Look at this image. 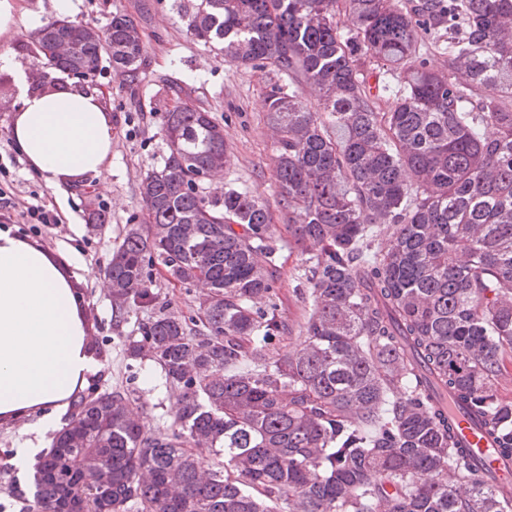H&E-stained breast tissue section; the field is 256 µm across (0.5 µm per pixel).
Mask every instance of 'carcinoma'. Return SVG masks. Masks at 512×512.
Masks as SVG:
<instances>
[{
  "label": "carcinoma",
  "mask_w": 512,
  "mask_h": 512,
  "mask_svg": "<svg viewBox=\"0 0 512 512\" xmlns=\"http://www.w3.org/2000/svg\"><path fill=\"white\" fill-rule=\"evenodd\" d=\"M176 8L198 42L278 77L266 107L279 203L294 242L316 250L304 340L274 350L289 328L271 302L267 204L199 191V174L228 161L224 128L193 107L165 113L169 153L142 183L144 223L105 274L119 313L155 305L156 266L203 290L198 318L162 306L126 345L178 391L170 430L146 427L125 391L83 397L10 496L23 512H512L440 400L452 392L512 455V403L496 387L512 354V0ZM423 33L448 72L420 55ZM32 53L83 77L105 55L121 76L145 63L120 13L103 30L54 21ZM364 57L387 79L370 86ZM203 450L224 455L205 478Z\"/></svg>",
  "instance_id": "1"
}]
</instances>
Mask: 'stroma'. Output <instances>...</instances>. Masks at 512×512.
<instances>
[{
    "label": "stroma",
    "instance_id": "obj_1",
    "mask_svg": "<svg viewBox=\"0 0 512 512\" xmlns=\"http://www.w3.org/2000/svg\"><path fill=\"white\" fill-rule=\"evenodd\" d=\"M20 10L10 36L0 37V52H10L32 71L29 51L39 29L58 20L53 0H19ZM129 15L139 28L145 65L136 78L116 75L103 62L81 86L99 96L112 114V157L104 170L78 184L49 187L14 149L10 139L13 118L20 106L13 71L0 69V164L8 167L17 201L37 192L48 208L61 217L60 224H14L10 231L42 246L67 267L82 297L89 336L103 368L89 378L84 394L115 388L128 390L142 419L152 429H168L177 393L166 383L159 364L150 358L127 357L129 338L139 335L151 312L131 308L122 317L112 311V294L103 270L113 250L121 244L127 225L143 220L141 185L145 176L163 167L168 147L161 130L164 112L189 104L210 112L224 128L229 161L223 172L202 182L207 195L228 188H245L265 201L273 216L276 253L274 300L290 326L279 351L298 347L311 309L303 275L306 254L288 233V213L279 203L276 183L277 149L268 122L264 96L275 80L270 69L245 68L223 53L203 47L178 18L173 0H71L66 18L105 28L113 13ZM103 209L107 223L91 222L94 209ZM159 304L190 317L196 315L200 288L169 282L155 274ZM30 418L0 419V503L6 512L20 505L8 496L9 485L26 479V471L13 467L14 449L28 441Z\"/></svg>",
    "mask_w": 512,
    "mask_h": 512
}]
</instances>
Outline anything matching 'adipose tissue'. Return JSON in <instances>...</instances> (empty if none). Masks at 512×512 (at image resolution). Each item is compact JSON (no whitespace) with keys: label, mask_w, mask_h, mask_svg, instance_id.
<instances>
[{"label":"adipose tissue","mask_w":512,"mask_h":512,"mask_svg":"<svg viewBox=\"0 0 512 512\" xmlns=\"http://www.w3.org/2000/svg\"><path fill=\"white\" fill-rule=\"evenodd\" d=\"M17 88L11 141L53 186L99 175L112 154V116L96 95L61 82ZM102 367L66 267L46 249L0 231V418L36 412V433L59 429L56 411Z\"/></svg>","instance_id":"ef3b65f1"}]
</instances>
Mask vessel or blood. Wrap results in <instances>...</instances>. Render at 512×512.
Listing matches in <instances>:
<instances>
[{
  "mask_svg": "<svg viewBox=\"0 0 512 512\" xmlns=\"http://www.w3.org/2000/svg\"><path fill=\"white\" fill-rule=\"evenodd\" d=\"M448 418L458 427L459 447L470 451L471 458L481 470L485 481L502 491L511 489L512 457L503 456L497 444L483 432L479 422L459 410L456 405H449Z\"/></svg>",
  "mask_w": 512,
  "mask_h": 512,
  "instance_id": "obj_1",
  "label": "vessel or blood"
}]
</instances>
